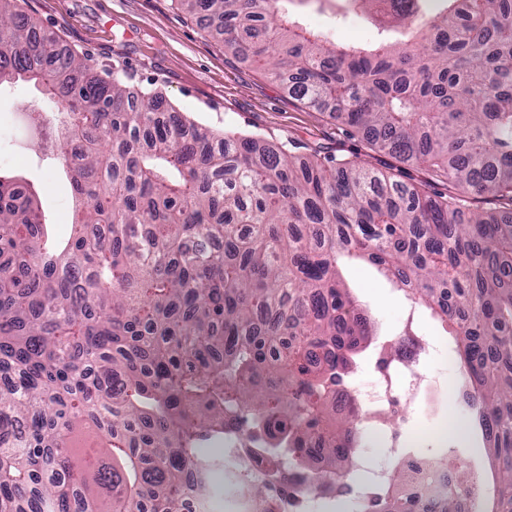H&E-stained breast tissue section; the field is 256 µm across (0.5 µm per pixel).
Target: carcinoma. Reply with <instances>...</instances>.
<instances>
[{
  "instance_id": "1",
  "label": "carcinoma",
  "mask_w": 512,
  "mask_h": 512,
  "mask_svg": "<svg viewBox=\"0 0 512 512\" xmlns=\"http://www.w3.org/2000/svg\"><path fill=\"white\" fill-rule=\"evenodd\" d=\"M221 29L292 98L334 112L370 149L424 167L421 189L359 159L310 162L202 128L160 93L130 95L0 0V84L45 88L66 126L81 207L63 246L45 240L37 193L0 174V512H176L263 457L257 512L292 471L314 493L350 483L311 465L348 462L356 426L331 418L371 334L338 263L379 267L454 327L468 407L498 465L493 512H512V0H177ZM369 16L377 39L341 45L295 8ZM481 202L495 207L481 209ZM92 430L75 465L73 432ZM228 433L248 447L199 448ZM440 465L461 488L460 460ZM379 489L365 512H424Z\"/></svg>"
}]
</instances>
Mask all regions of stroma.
Wrapping results in <instances>:
<instances>
[{
  "mask_svg": "<svg viewBox=\"0 0 512 512\" xmlns=\"http://www.w3.org/2000/svg\"><path fill=\"white\" fill-rule=\"evenodd\" d=\"M19 5L78 53L90 54L107 65L115 59L122 61L133 75L131 90L162 91L176 111L199 126L289 143L303 156H356L397 174L402 181L429 189L434 186L422 168L372 151L361 135L349 132L334 116L306 108L258 65L235 59L213 28L182 10L176 0H20ZM303 21L305 27L326 30L344 44H366L377 35L368 20L355 14L338 22L331 12L309 10ZM35 109L43 121H54V109L40 86L23 80L0 84V172L35 184L48 236L64 239L70 232L74 204L66 163L53 152L48 135L31 124L29 116ZM340 275L372 326L370 344L358 354L349 374L353 386L375 385L384 350L402 341L435 339L442 347L453 346V339L445 336L430 310L422 304L411 305L376 266L348 262ZM426 367L447 381V389H430L403 404L393 420L378 424L376 435L361 443L367 458L374 467L398 472L403 468L401 458L389 459L388 447H400L404 456L418 454L429 461L451 450L474 480L493 481L497 469L482 449V434L468 424L459 365L437 355L428 359ZM449 410L467 422L465 433L449 434L444 442L433 440L429 425Z\"/></svg>",
  "mask_w": 512,
  "mask_h": 512,
  "instance_id": "35a3bbf8",
  "label": "stroma"
}]
</instances>
